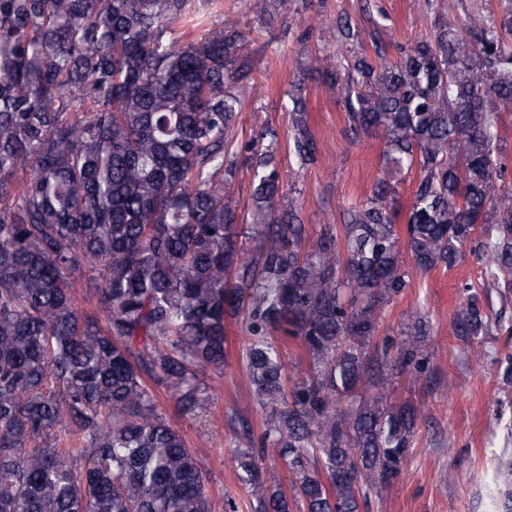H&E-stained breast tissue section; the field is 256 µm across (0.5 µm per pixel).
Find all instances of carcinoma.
I'll return each mask as SVG.
<instances>
[{"label": "carcinoma", "mask_w": 512, "mask_h": 512, "mask_svg": "<svg viewBox=\"0 0 512 512\" xmlns=\"http://www.w3.org/2000/svg\"><path fill=\"white\" fill-rule=\"evenodd\" d=\"M186 0H0V512H211L209 475L158 406L199 418L201 378L224 367L225 329L245 324L250 420L227 426L252 512H360L401 476L422 409L385 400L391 377L420 379L428 324L409 316L375 341L417 269L466 256L488 286L512 288V189L500 112L512 106V7L495 22L438 27L387 60L348 56L362 33L345 13L340 52L314 79L343 93L348 136L384 133L381 176L343 223L307 230L283 204L278 138H231L255 64L258 28L205 25L168 36ZM296 163L317 159L298 84L289 94ZM251 170L250 210L226 190ZM420 175L404 227L394 202ZM29 170L20 190L14 179ZM86 278L105 325L80 313ZM452 331L469 343L491 322L474 286ZM301 343L312 372L285 374L275 335ZM79 439L76 448L64 441ZM290 489L267 477L266 447Z\"/></svg>", "instance_id": "cac0c4a2"}]
</instances>
